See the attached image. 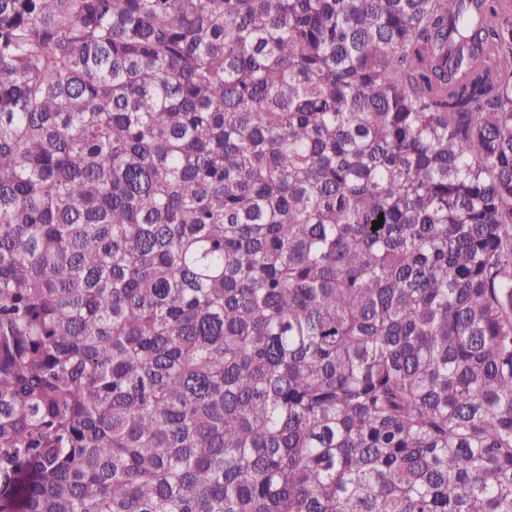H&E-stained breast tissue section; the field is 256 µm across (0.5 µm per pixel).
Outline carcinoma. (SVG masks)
Returning a JSON list of instances; mask_svg holds the SVG:
<instances>
[{
	"label": "carcinoma",
	"instance_id": "carcinoma-1",
	"mask_svg": "<svg viewBox=\"0 0 512 512\" xmlns=\"http://www.w3.org/2000/svg\"><path fill=\"white\" fill-rule=\"evenodd\" d=\"M505 59L512 0H0V512H512Z\"/></svg>",
	"mask_w": 512,
	"mask_h": 512
}]
</instances>
